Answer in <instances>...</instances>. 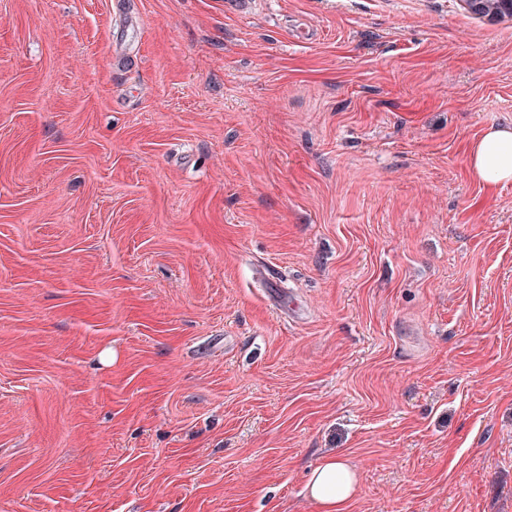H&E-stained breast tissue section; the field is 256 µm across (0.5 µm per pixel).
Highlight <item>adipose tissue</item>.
I'll return each instance as SVG.
<instances>
[{
  "label": "adipose tissue",
  "mask_w": 512,
  "mask_h": 512,
  "mask_svg": "<svg viewBox=\"0 0 512 512\" xmlns=\"http://www.w3.org/2000/svg\"><path fill=\"white\" fill-rule=\"evenodd\" d=\"M470 171L481 185L512 182V126L490 128L470 150ZM357 476L340 457L323 458L310 472L306 490L322 512H345L356 493Z\"/></svg>",
  "instance_id": "ef3b65f1"
}]
</instances>
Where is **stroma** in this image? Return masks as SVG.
Segmentation results:
<instances>
[{
    "label": "stroma",
    "mask_w": 512,
    "mask_h": 512,
    "mask_svg": "<svg viewBox=\"0 0 512 512\" xmlns=\"http://www.w3.org/2000/svg\"><path fill=\"white\" fill-rule=\"evenodd\" d=\"M507 123L461 0H0V512H512ZM472 176L485 187L512 182V126H493L470 150ZM357 485L355 472L340 457L333 455L323 458L310 471L306 490L322 512H346Z\"/></svg>",
    "instance_id": "35a3bbf8"
}]
</instances>
